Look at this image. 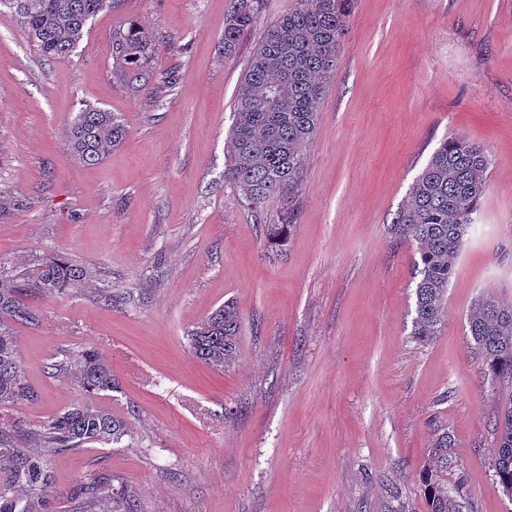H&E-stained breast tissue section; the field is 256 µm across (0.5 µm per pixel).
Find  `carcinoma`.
Returning <instances> with one entry per match:
<instances>
[{"mask_svg":"<svg viewBox=\"0 0 512 512\" xmlns=\"http://www.w3.org/2000/svg\"><path fill=\"white\" fill-rule=\"evenodd\" d=\"M353 0H301L296 10L267 30L255 49L238 88L227 138L224 179L233 183L248 205L258 210L275 199H289L302 176L303 147L314 136L316 103L336 71L348 30ZM110 0H0L36 40L46 57H66L79 46L88 23ZM258 0H236L224 24V54L258 18ZM150 41L130 22L112 35V53L124 78L147 80ZM114 112L87 104L71 118L68 137L72 157L87 165L102 162L126 136ZM491 158L486 147L463 136L445 138L409 190V202L395 214L391 233L396 243L414 249L415 315L409 336L428 344L439 334L447 312L448 288L454 267L488 189ZM266 227V243L279 248L294 225ZM92 272L56 254L38 260L24 275L0 279V407L35 400L17 356L12 325L32 324L36 316L27 303L34 293L52 296L77 287ZM468 348L484 377L501 388L512 386V302L493 292L481 294L465 322ZM241 318L230 303L216 309L188 334L193 356L216 371L233 364L239 352ZM88 392L115 391L118 381L109 361L98 351L73 353L55 365ZM130 432L127 420L85 403L27 431L15 422L0 423V512H51L45 493L53 481L48 456L92 443L118 444ZM448 428L434 430L426 458L417 471L425 512H468L464 482L450 486L448 474L457 461ZM491 469L501 492H512V407L497 414L496 444ZM92 499L112 501L102 512H140L130 491L111 499L109 484L93 479L79 487Z\"/></svg>","mask_w":512,"mask_h":512,"instance_id":"cac0c4a2","label":"carcinoma"}]
</instances>
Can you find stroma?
<instances>
[{
    "mask_svg": "<svg viewBox=\"0 0 512 512\" xmlns=\"http://www.w3.org/2000/svg\"><path fill=\"white\" fill-rule=\"evenodd\" d=\"M300 0H260L225 56L234 0H114L70 56H43L0 12V273L61 254L92 270L29 304L15 328L37 399L8 408L27 430L91 402L130 417L121 444L53 455L56 512H94L93 478L137 492L141 512H423L414 473L434 427L455 439L470 512H512L492 479L497 407L467 345L479 293L512 299V0H355L336 72L303 149L296 227L283 251L224 179L225 142L255 46ZM139 23L151 81L128 86L112 34ZM174 87L157 93L162 81ZM92 104L128 134L96 165L67 129ZM492 156L489 187L426 345L409 336L414 252L389 233L439 143ZM122 296L108 305L107 294ZM233 303L238 357L212 370L188 330ZM95 348L118 391L87 395L55 362Z\"/></svg>",
    "mask_w": 512,
    "mask_h": 512,
    "instance_id": "stroma-1",
    "label": "stroma"
}]
</instances>
